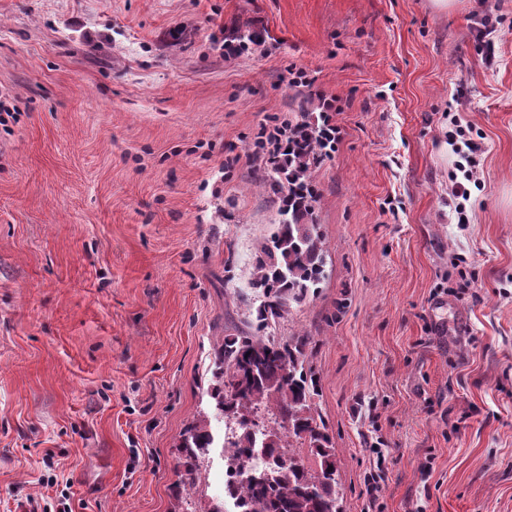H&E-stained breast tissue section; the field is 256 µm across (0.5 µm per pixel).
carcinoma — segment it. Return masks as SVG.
I'll list each match as a JSON object with an SVG mask.
<instances>
[{
    "instance_id": "cac0c4a2",
    "label": "carcinoma",
    "mask_w": 512,
    "mask_h": 512,
    "mask_svg": "<svg viewBox=\"0 0 512 512\" xmlns=\"http://www.w3.org/2000/svg\"><path fill=\"white\" fill-rule=\"evenodd\" d=\"M312 155L303 147L291 157L290 174L268 170L263 182L278 204L279 224L255 255L249 288L258 301L245 327L217 340L211 352L208 396L234 423L225 439L224 494L238 512H327L339 499L336 448L313 399L319 381L306 367L315 344L305 334L278 341L266 334L292 304L304 301L326 276V247L314 221V200L305 193ZM248 400L264 419V430L239 412ZM217 443L211 422L186 426L177 446L180 479L176 495L190 494L202 481L198 461ZM256 455L262 468L248 465ZM314 460V465L305 458Z\"/></svg>"
}]
</instances>
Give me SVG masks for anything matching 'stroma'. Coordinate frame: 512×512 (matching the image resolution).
<instances>
[{
	"mask_svg": "<svg viewBox=\"0 0 512 512\" xmlns=\"http://www.w3.org/2000/svg\"><path fill=\"white\" fill-rule=\"evenodd\" d=\"M488 7L490 63L478 0H0V512L221 502L218 448L172 496L175 445L232 430L210 353L278 220L250 149L317 118L291 64L344 139L310 173L329 276L270 334L317 342L341 510L512 512V0ZM453 121L484 135L464 224ZM477 24V45L490 62L494 58V37L499 30L501 18L492 12L486 13V11L483 10ZM288 85L307 88L309 95L317 100V110L320 112L321 124L316 125L318 138L323 141L327 153L336 151V147L342 139V127L336 124V112H343L341 99L335 95H327L321 91L313 90L316 78L305 69L296 65H288Z\"/></svg>",
	"mask_w": 512,
	"mask_h": 512,
	"instance_id": "1",
	"label": "stroma"
}]
</instances>
